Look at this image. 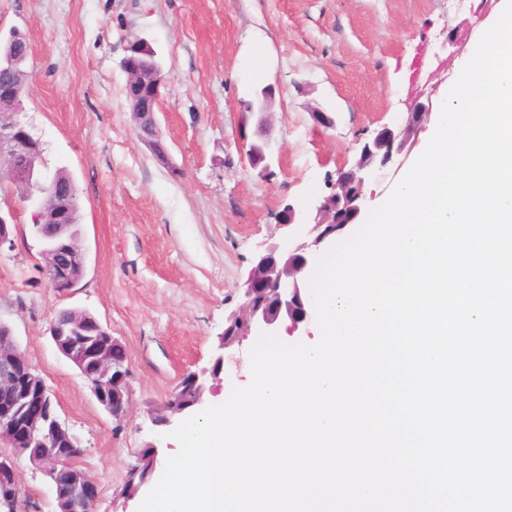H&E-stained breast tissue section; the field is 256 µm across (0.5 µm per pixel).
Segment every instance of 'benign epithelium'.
<instances>
[{
	"label": "benign epithelium",
	"mask_w": 512,
	"mask_h": 512,
	"mask_svg": "<svg viewBox=\"0 0 512 512\" xmlns=\"http://www.w3.org/2000/svg\"><path fill=\"white\" fill-rule=\"evenodd\" d=\"M23 33L14 31L0 46V66L14 67L25 57L16 53ZM154 50L136 41L126 47L121 66L128 75L127 97L134 102L136 138L145 144L155 160L170 169L169 149L163 140L156 118L165 73L162 68L149 67ZM275 99L272 88H263L259 99V117L254 139L242 136L240 159L265 176L270 173L272 142L268 137L270 107ZM23 101L19 89L11 82L0 84V164L9 165L17 182L34 187L35 167L31 156L41 151L40 142L18 119ZM429 116V107L418 102L397 127H385L373 138L362 143L356 164L340 169L336 179L327 182L328 193L313 208L288 202L276 215L277 224L288 229V241L293 247L284 251L269 246L257 259L243 291L239 310L226 318L224 333L213 356L211 366L191 373L194 412L208 402V396L224 382V365L235 360L229 348L240 345L258 329L266 334H294L311 317L307 302L306 277L312 269V258L326 245L356 223L365 207L366 182L378 171L387 168L402 156L408 144ZM47 196L38 197L34 219L54 230L55 245L41 253L43 272L50 288L61 296L71 294L85 271V255L79 254L72 239L63 229L73 222L77 212V190L72 178H51ZM310 226L308 239L294 242L296 230ZM73 327L51 321L49 332L57 349L80 371L94 390L112 388V408L108 412L120 420L129 411L131 391L127 384L128 354L124 345L112 340V350L98 351L90 340L72 335ZM151 422L162 431H172L190 417L185 408L171 409L167 402L153 406L148 412ZM64 437L70 446L76 438L55 411L50 389L45 380L20 351L9 328L0 332V442L9 451L0 453V512H17L20 479L15 459L25 456L49 479L54 499L69 500V512H81L86 507L96 509L99 498L97 480L86 470L73 468L70 485L58 483L59 459L50 455V448Z\"/></svg>",
	"instance_id": "7a95c632"
}]
</instances>
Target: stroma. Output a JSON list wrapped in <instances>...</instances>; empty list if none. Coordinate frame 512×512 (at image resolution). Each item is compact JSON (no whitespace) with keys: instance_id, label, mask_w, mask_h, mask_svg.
Returning <instances> with one entry per match:
<instances>
[{"instance_id":"obj_1","label":"stroma","mask_w":512,"mask_h":512,"mask_svg":"<svg viewBox=\"0 0 512 512\" xmlns=\"http://www.w3.org/2000/svg\"><path fill=\"white\" fill-rule=\"evenodd\" d=\"M501 0H0V38L25 34L20 115L44 145V170H67L80 202L86 273L67 297L39 270L31 206L14 199L15 248L0 253V323L45 379L98 481L97 512H137L121 490L138 451L158 441L148 402L210 366L258 254L288 239L282 203L310 205L362 142L401 123L415 102L438 108ZM142 39L166 75L159 129L180 176L139 142L121 61ZM265 50L266 73L253 58ZM272 107V174L238 152L243 105L261 87ZM332 113L314 127L311 108ZM92 313L126 347L131 409L115 420L55 347V313ZM17 466L31 512H54L46 476Z\"/></svg>"}]
</instances>
